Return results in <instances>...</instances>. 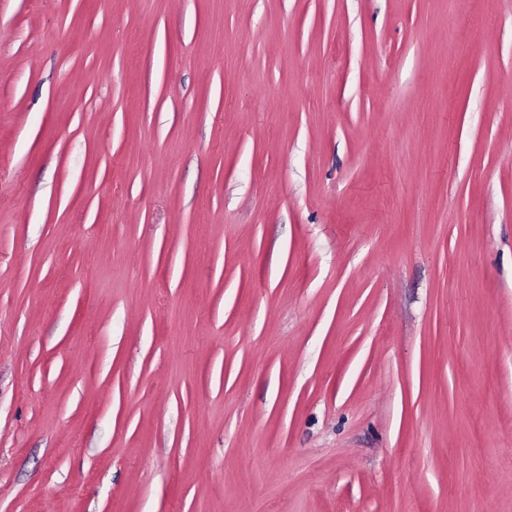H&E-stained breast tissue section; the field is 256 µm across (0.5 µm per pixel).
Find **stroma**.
<instances>
[{
  "mask_svg": "<svg viewBox=\"0 0 512 512\" xmlns=\"http://www.w3.org/2000/svg\"><path fill=\"white\" fill-rule=\"evenodd\" d=\"M0 512H512V0H0Z\"/></svg>",
  "mask_w": 512,
  "mask_h": 512,
  "instance_id": "obj_1",
  "label": "stroma"
}]
</instances>
